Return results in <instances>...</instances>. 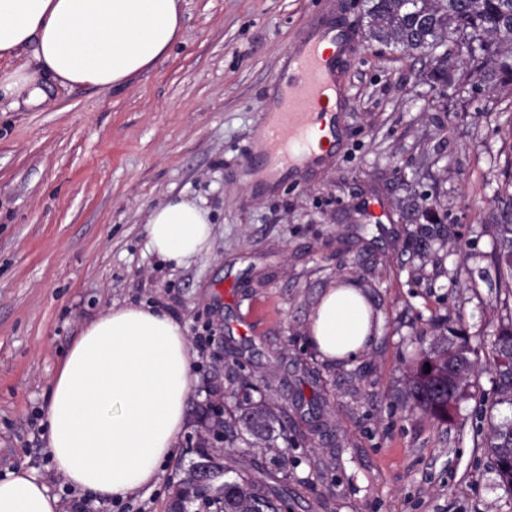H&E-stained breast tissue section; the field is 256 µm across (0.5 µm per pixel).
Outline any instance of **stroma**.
I'll use <instances>...</instances> for the list:
<instances>
[{
  "instance_id": "stroma-1",
  "label": "stroma",
  "mask_w": 512,
  "mask_h": 512,
  "mask_svg": "<svg viewBox=\"0 0 512 512\" xmlns=\"http://www.w3.org/2000/svg\"><path fill=\"white\" fill-rule=\"evenodd\" d=\"M365 0H181L180 40L119 88L0 100V476L20 466L77 512L43 418L51 381L104 309L156 304L181 322L196 382L155 488L94 512H170L215 406L245 381L281 407L271 485L290 512H512L479 430L488 362L512 322L493 261L512 183V98L479 59L433 85L429 62L366 36ZM340 27L345 90L331 159L268 191L256 172L262 104L305 31ZM181 195L210 208L209 253L175 268L146 247L152 211ZM380 202L382 216L365 211ZM438 218L431 224L424 213ZM362 288L380 318L370 349L321 361L306 328L325 288ZM451 318L476 351L448 421L408 412L410 367Z\"/></svg>"
}]
</instances>
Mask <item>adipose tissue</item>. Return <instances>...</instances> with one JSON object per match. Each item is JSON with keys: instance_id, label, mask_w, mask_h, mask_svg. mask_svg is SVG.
<instances>
[{"instance_id": "adipose-tissue-1", "label": "adipose tissue", "mask_w": 512, "mask_h": 512, "mask_svg": "<svg viewBox=\"0 0 512 512\" xmlns=\"http://www.w3.org/2000/svg\"><path fill=\"white\" fill-rule=\"evenodd\" d=\"M182 33L180 0H0V95L42 97L40 81L116 88L152 67ZM35 64L23 63L27 48ZM147 247L183 266L213 244L209 209L184 198L155 208ZM374 310L361 288H326L308 338L329 363L363 352ZM193 386L192 356L176 317L150 305L112 307L85 324L51 383L48 452L73 489L99 501L154 486L178 445ZM27 468L0 478V512H59Z\"/></svg>"}]
</instances>
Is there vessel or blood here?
Masks as SVG:
<instances>
[{
  "label": "vessel or blood",
  "mask_w": 512,
  "mask_h": 512,
  "mask_svg": "<svg viewBox=\"0 0 512 512\" xmlns=\"http://www.w3.org/2000/svg\"><path fill=\"white\" fill-rule=\"evenodd\" d=\"M346 50L343 33L333 28L305 33L291 48L292 79L274 84L263 104L256 150L265 159V177L296 170L314 158L312 128L329 110L337 90L335 73Z\"/></svg>",
  "instance_id": "vessel-or-blood-1"
}]
</instances>
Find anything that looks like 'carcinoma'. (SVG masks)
I'll return each instance as SVG.
<instances>
[{
    "label": "carcinoma",
    "mask_w": 512,
    "mask_h": 512,
    "mask_svg": "<svg viewBox=\"0 0 512 512\" xmlns=\"http://www.w3.org/2000/svg\"><path fill=\"white\" fill-rule=\"evenodd\" d=\"M369 40L408 54L431 57L430 78L441 85L453 80L451 62L480 53L495 77L512 85V54L500 46L512 44V0H370L366 13ZM498 264L507 268L512 281V224L495 225ZM474 350L457 328L444 325L440 336L424 351L410 376L406 394L408 411L416 410L437 420L450 411L469 387L475 361ZM497 405L512 408V323L500 327L493 341ZM254 442L252 447H269L275 415L264 401L247 394L238 401L224 422V433L235 444L237 423ZM485 447L493 460L501 486L512 493V415L487 420ZM191 466L192 479L183 492L184 508L198 504L197 512H279L284 497L274 487L255 489V481L228 479L232 469L208 452H198Z\"/></svg>",
    "instance_id": "1"
}]
</instances>
